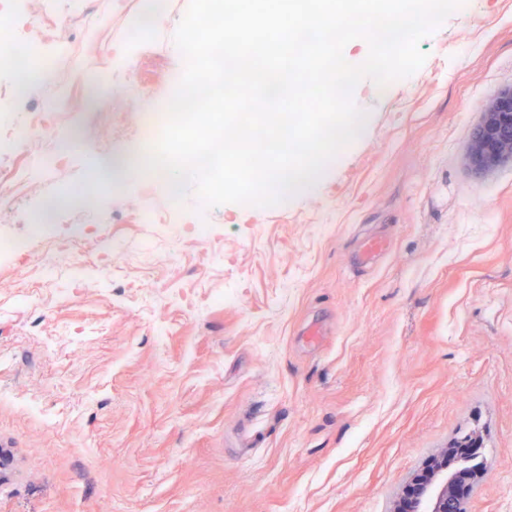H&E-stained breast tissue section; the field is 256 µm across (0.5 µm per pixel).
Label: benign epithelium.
<instances>
[{
    "label": "benign epithelium",
    "instance_id": "obj_1",
    "mask_svg": "<svg viewBox=\"0 0 512 512\" xmlns=\"http://www.w3.org/2000/svg\"><path fill=\"white\" fill-rule=\"evenodd\" d=\"M468 160L478 176L512 165V88L499 91L486 106L472 132ZM467 497L456 492V477L448 468L438 466L432 470L414 512H467Z\"/></svg>",
    "mask_w": 512,
    "mask_h": 512
}]
</instances>
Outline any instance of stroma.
I'll return each instance as SVG.
<instances>
[{
	"label": "stroma",
	"mask_w": 512,
	"mask_h": 512,
	"mask_svg": "<svg viewBox=\"0 0 512 512\" xmlns=\"http://www.w3.org/2000/svg\"><path fill=\"white\" fill-rule=\"evenodd\" d=\"M82 13L72 43L104 39L112 79H66L79 111L71 144L14 160L36 181L0 214V234L70 238L105 277L59 267L26 313L0 259V512H393L431 456L471 433L484 478L468 512H512V166L472 175L467 152L485 103L512 86V0H464L420 44L424 64L352 99L368 112L315 192L272 207L181 204L212 227L142 224L104 199L97 227L76 196L101 165L136 185L141 139L96 141L113 122L147 123L184 60L175 25L143 41L121 0H61ZM47 77L0 117L52 126L58 49ZM135 68L150 91L106 112ZM372 236L387 248L359 261ZM317 336H309V329Z\"/></svg>",
	"instance_id": "35a3bbf8"
}]
</instances>
